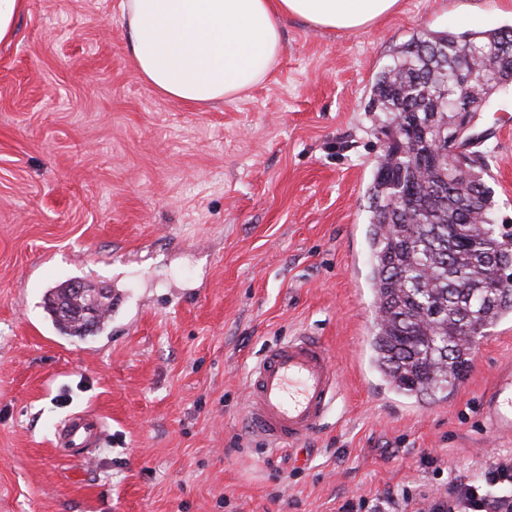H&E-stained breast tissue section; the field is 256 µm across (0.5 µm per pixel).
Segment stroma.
<instances>
[{"label": "stroma", "mask_w": 512, "mask_h": 512, "mask_svg": "<svg viewBox=\"0 0 512 512\" xmlns=\"http://www.w3.org/2000/svg\"><path fill=\"white\" fill-rule=\"evenodd\" d=\"M120 3L25 0L0 44V512H338L512 459L480 407L512 362V319L448 398L399 397L369 363L366 238L386 141L366 110L374 76L420 30L511 26L512 0H400L358 33L286 20L273 69L213 106L135 73ZM472 132L491 221L512 230L511 87ZM70 279L119 296L83 339L44 310ZM302 332L341 390L316 434L272 454L243 421L247 377ZM77 411L107 432L86 454L56 445Z\"/></svg>", "instance_id": "obj_1"}]
</instances>
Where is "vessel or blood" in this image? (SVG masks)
Segmentation results:
<instances>
[{"instance_id":"1","label":"vessel or blood","mask_w":512,"mask_h":512,"mask_svg":"<svg viewBox=\"0 0 512 512\" xmlns=\"http://www.w3.org/2000/svg\"><path fill=\"white\" fill-rule=\"evenodd\" d=\"M338 396V377L320 337L308 333L281 340L267 349L249 373L245 418L250 431L276 451L305 440L321 426ZM485 425L502 438L512 436V366L500 368L493 388L481 400ZM94 434L81 418L62 431L74 447Z\"/></svg>"}]
</instances>
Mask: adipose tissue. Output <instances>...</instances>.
Instances as JSON below:
<instances>
[{
    "instance_id": "adipose-tissue-1",
    "label": "adipose tissue",
    "mask_w": 512,
    "mask_h": 512,
    "mask_svg": "<svg viewBox=\"0 0 512 512\" xmlns=\"http://www.w3.org/2000/svg\"><path fill=\"white\" fill-rule=\"evenodd\" d=\"M400 0H122L131 64L162 94L211 105L247 93L275 65L281 22L338 33L369 29Z\"/></svg>"
}]
</instances>
